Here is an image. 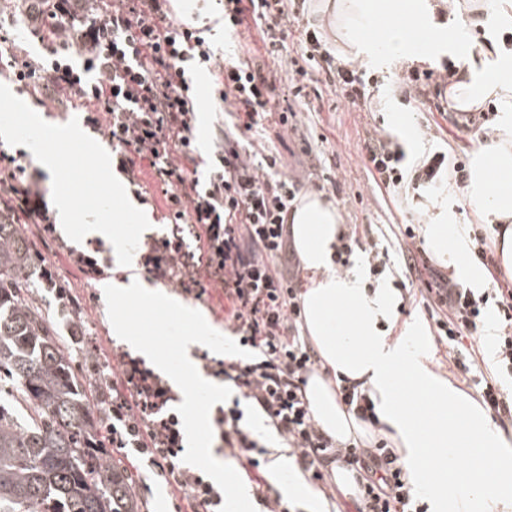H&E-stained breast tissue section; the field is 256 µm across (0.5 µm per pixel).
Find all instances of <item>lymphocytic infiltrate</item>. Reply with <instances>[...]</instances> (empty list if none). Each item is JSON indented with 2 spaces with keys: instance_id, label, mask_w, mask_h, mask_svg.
Instances as JSON below:
<instances>
[{
  "instance_id": "1",
  "label": "lymphocytic infiltrate",
  "mask_w": 512,
  "mask_h": 512,
  "mask_svg": "<svg viewBox=\"0 0 512 512\" xmlns=\"http://www.w3.org/2000/svg\"><path fill=\"white\" fill-rule=\"evenodd\" d=\"M27 21L42 28L50 61L30 57L0 37V57H8L14 77L40 106L82 109L85 122L112 148L119 172L128 177L140 203L151 191L138 177L148 165L169 211V236L148 240L141 265L153 278L200 298L208 289L224 294V314L239 343L261 357L234 356L209 369L243 397L216 407L214 421L231 456L259 476L266 449L246 412L264 417L291 448L299 468L323 480L325 463L355 471L357 512H428L407 480L400 458L386 442L336 446L315 424L304 388L318 358L301 341L297 270H281L288 258V212L298 181L279 173L273 153L243 147L246 134L265 123L287 130L288 113L269 107L275 77L262 65L228 58L218 61L204 29L179 21L173 0H16ZM219 10L230 32L254 25L263 42L276 45L294 26L307 60L331 61L317 30L301 25L303 0H222ZM214 71L220 100H232L233 120L213 139L208 156L197 145L199 97L192 73ZM366 168L384 188L412 184L462 185L463 162L436 152L405 176V154L379 132L368 135ZM42 176L0 150V217L17 224L51 226ZM193 237L195 249L185 239ZM420 295L439 340L453 347L452 363L470 365L457 346L482 335L486 306L495 303L499 334L498 366L512 372V281L493 296L460 287L431 269ZM171 387L139 359L112 352V446L146 457L158 477L172 482L196 512H220L223 495L201 474L183 469V421L170 412Z\"/></svg>"
}]
</instances>
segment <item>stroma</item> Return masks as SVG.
I'll return each instance as SVG.
<instances>
[{
	"mask_svg": "<svg viewBox=\"0 0 512 512\" xmlns=\"http://www.w3.org/2000/svg\"><path fill=\"white\" fill-rule=\"evenodd\" d=\"M210 39L218 58L252 57L261 64L276 58L285 69L292 68L305 52L297 36L287 38L284 45L269 48L253 29L240 36L227 35L217 25ZM400 70L397 64L388 68L367 67V74L380 81L385 93L372 98L367 105L355 107L337 95L334 77L323 66L309 69L301 96H293L280 86L271 102L273 110L295 112V129L281 137L275 131H268L263 143L279 152L282 173L300 179V192L322 193L339 208L345 224L357 225L363 247L357 250L355 259L367 265L377 256L385 262L386 269L380 280L400 285L401 320L418 317L427 321L430 313L410 295L411 290L420 285L419 273L405 263L400 250L405 224L419 219L422 208L414 201L412 192L401 187L388 190L375 184L365 165L367 133L376 127L389 133L402 146L406 155L404 165L408 168L419 160L415 151L419 141L425 143L427 150H445L452 156L470 153L472 147L468 137H454L446 117L430 111L428 104L407 102L403 94L394 92ZM16 101L21 102L22 107L13 112L12 126L35 121L42 137L37 141L20 137L7 139L0 146L8 152L23 154L25 163L31 165L37 164L41 155H52L55 168L45 181L49 199L70 194L77 198L81 214L88 221L126 224L123 240L110 244L113 269H120L125 249H139L149 236L169 235L171 226L166 219L168 211L163 198H156L151 206L135 203L125 175L112 167L110 149L84 126L81 112L38 106L27 93L0 78V108ZM116 185L121 188L117 194L112 191ZM28 234L38 267L51 269L54 276L67 281L77 302L72 318L57 317L55 323L59 333H66L71 323L84 333L83 343L70 349L74 366L82 378L93 377L86 359L87 345H94L100 366H109L113 348L120 345L112 326L122 323L131 335L145 336L166 358L168 367L163 370V377L184 370L183 379L174 385L180 395L176 408L182 415H189L195 408L205 416L211 406L233 398V390L220 379H213L211 388L203 391L197 386L198 378L206 374L201 353L216 359L227 354L245 359L256 355L255 350L241 346L236 333L225 324L221 291L212 290L196 299L179 288L167 286L168 294L201 311L210 325V336L191 344L187 337L193 324L181 320L175 311L149 308L133 301L125 304L108 301L103 294V279L88 277L72 263L68 254L74 245L72 238L65 236L61 241H54L41 235L35 224L29 225ZM429 351L436 370L461 390L475 393V379L490 375L496 377L504 393L512 394V375H502L497 369L489 368L484 352L476 353V366L466 375L449 362L448 347L437 338H430ZM204 438L213 463L197 459L195 445L190 442L183 456L185 467L206 472L213 476L215 484L224 485L226 512H257L256 484L220 448L214 425H207ZM217 463L223 465L224 476L215 475L213 466ZM126 464L137 479L136 491L143 504L142 512H192L187 499L153 474L139 455L130 454ZM241 485L248 490L243 497L237 494Z\"/></svg>",
	"mask_w": 512,
	"mask_h": 512,
	"instance_id": "35a3bbf8",
	"label": "stroma"
}]
</instances>
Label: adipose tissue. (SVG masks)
I'll return each instance as SVG.
<instances>
[{
  "mask_svg": "<svg viewBox=\"0 0 512 512\" xmlns=\"http://www.w3.org/2000/svg\"><path fill=\"white\" fill-rule=\"evenodd\" d=\"M312 16L342 59L368 64L428 60L440 41L432 0H314ZM449 21L477 25L488 16L512 25V0H451ZM496 99L501 112L493 132L472 153L460 193L464 207L487 224L498 263L512 274V67L501 64L496 43L461 52L448 87L450 109L478 111ZM506 176L492 181V169ZM422 236L427 251L471 287L489 282L467 259L470 241L448 219L444 201L425 204ZM290 235L308 279L300 293L303 330L321 367L306 384L311 414L333 440L384 435L396 448L412 485L424 486L435 512H512V429L494 422L472 395L434 369L423 320L405 323L398 336L384 327L399 305L393 289H369L361 267L337 271L335 249L345 227L337 207L306 193L288 217ZM105 294L178 307L164 290L136 275L109 281ZM362 383L375 405L377 425L355 420L338 395L337 376Z\"/></svg>",
  "mask_w": 512,
  "mask_h": 512,
  "instance_id": "1",
  "label": "adipose tissue"
}]
</instances>
